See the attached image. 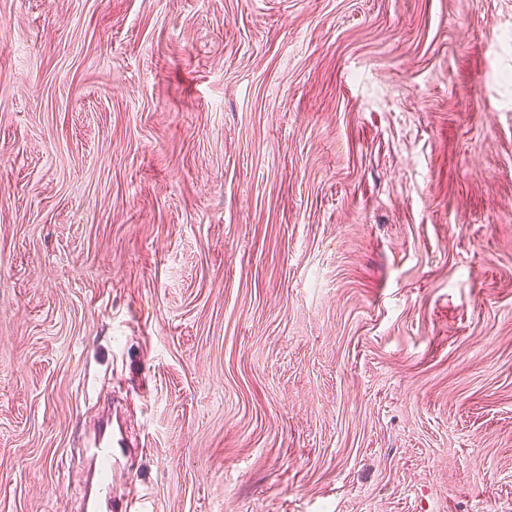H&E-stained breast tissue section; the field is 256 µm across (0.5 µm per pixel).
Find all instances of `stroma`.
I'll return each instance as SVG.
<instances>
[{"instance_id":"35a3bbf8","label":"stroma","mask_w":512,"mask_h":512,"mask_svg":"<svg viewBox=\"0 0 512 512\" xmlns=\"http://www.w3.org/2000/svg\"><path fill=\"white\" fill-rule=\"evenodd\" d=\"M0 30V512H512V0ZM122 446V438L112 430V421H107L86 448H82L83 455L98 468V478L84 497L82 511L99 512L105 506L112 512V471L116 473L120 469L121 457L116 448Z\"/></svg>"}]
</instances>
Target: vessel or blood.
<instances>
[{"instance_id": "1", "label": "vessel or blood", "mask_w": 512, "mask_h": 512, "mask_svg": "<svg viewBox=\"0 0 512 512\" xmlns=\"http://www.w3.org/2000/svg\"><path fill=\"white\" fill-rule=\"evenodd\" d=\"M122 438L117 437L111 423H104L94 434L91 442L82 453L91 460L98 470V478L86 493L83 500V512H101L102 508L112 504V474L118 471L121 457Z\"/></svg>"}]
</instances>
